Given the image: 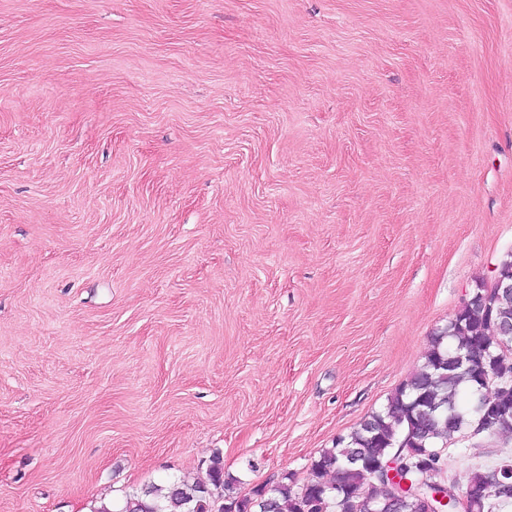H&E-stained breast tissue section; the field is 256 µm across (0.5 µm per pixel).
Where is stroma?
I'll list each match as a JSON object with an SVG mask.
<instances>
[{
    "label": "stroma",
    "instance_id": "stroma-1",
    "mask_svg": "<svg viewBox=\"0 0 512 512\" xmlns=\"http://www.w3.org/2000/svg\"><path fill=\"white\" fill-rule=\"evenodd\" d=\"M510 250L512 0H0V512L305 483Z\"/></svg>",
    "mask_w": 512,
    "mask_h": 512
}]
</instances>
